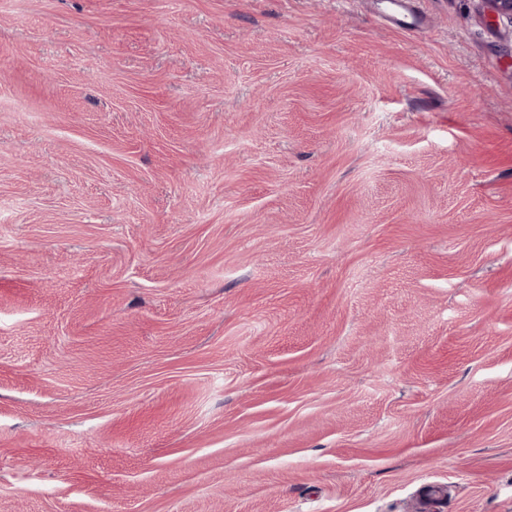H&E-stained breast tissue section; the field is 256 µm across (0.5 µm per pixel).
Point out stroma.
I'll use <instances>...</instances> for the list:
<instances>
[{
    "label": "stroma",
    "instance_id": "stroma-1",
    "mask_svg": "<svg viewBox=\"0 0 512 512\" xmlns=\"http://www.w3.org/2000/svg\"><path fill=\"white\" fill-rule=\"evenodd\" d=\"M0 0V512H512V20Z\"/></svg>",
    "mask_w": 512,
    "mask_h": 512
}]
</instances>
